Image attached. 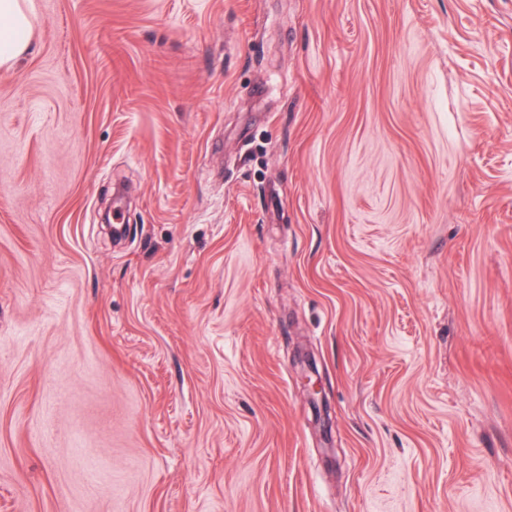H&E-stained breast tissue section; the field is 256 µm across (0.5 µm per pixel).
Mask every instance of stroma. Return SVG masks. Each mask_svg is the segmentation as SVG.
Returning <instances> with one entry per match:
<instances>
[{"label": "stroma", "instance_id": "1", "mask_svg": "<svg viewBox=\"0 0 512 512\" xmlns=\"http://www.w3.org/2000/svg\"><path fill=\"white\" fill-rule=\"evenodd\" d=\"M32 4L0 512H512V0Z\"/></svg>", "mask_w": 512, "mask_h": 512}]
</instances>
